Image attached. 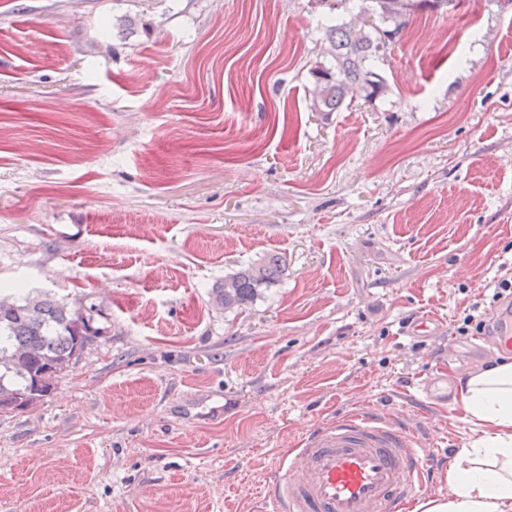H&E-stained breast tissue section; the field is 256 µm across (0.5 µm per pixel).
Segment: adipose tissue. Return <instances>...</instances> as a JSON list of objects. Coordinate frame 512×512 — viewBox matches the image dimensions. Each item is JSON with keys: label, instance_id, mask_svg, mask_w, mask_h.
Listing matches in <instances>:
<instances>
[{"label": "adipose tissue", "instance_id": "adipose-tissue-1", "mask_svg": "<svg viewBox=\"0 0 512 512\" xmlns=\"http://www.w3.org/2000/svg\"><path fill=\"white\" fill-rule=\"evenodd\" d=\"M459 394L483 436L449 470L452 498L417 503L412 512H512V361L461 380Z\"/></svg>", "mask_w": 512, "mask_h": 512}]
</instances>
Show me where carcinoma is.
Returning <instances> with one entry per match:
<instances>
[{
	"mask_svg": "<svg viewBox=\"0 0 512 512\" xmlns=\"http://www.w3.org/2000/svg\"><path fill=\"white\" fill-rule=\"evenodd\" d=\"M359 14L378 22L370 27L358 17L327 24L324 60L310 68L307 87L313 112H339L354 98L373 102L388 94L386 78L375 62L386 57L392 42L407 28L418 11H448L458 0H361ZM286 269L283 257L273 254L224 277L213 289L215 301L226 307L252 300L258 289L277 282ZM97 334L91 318L46 295L16 298L0 296V397L25 407L23 397L49 393L53 381L77 361L91 337Z\"/></svg>",
	"mask_w": 512,
	"mask_h": 512,
	"instance_id": "carcinoma-1",
	"label": "carcinoma"
}]
</instances>
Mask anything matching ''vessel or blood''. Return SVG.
<instances>
[{"instance_id": "obj_1", "label": "vessel or blood", "mask_w": 512, "mask_h": 512, "mask_svg": "<svg viewBox=\"0 0 512 512\" xmlns=\"http://www.w3.org/2000/svg\"><path fill=\"white\" fill-rule=\"evenodd\" d=\"M491 327L481 344L512 351V312ZM434 463L402 420L366 405L312 429L266 498L272 512H405Z\"/></svg>"}]
</instances>
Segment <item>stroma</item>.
<instances>
[{"label":"stroma","instance_id":"35a3bbf8","mask_svg":"<svg viewBox=\"0 0 512 512\" xmlns=\"http://www.w3.org/2000/svg\"><path fill=\"white\" fill-rule=\"evenodd\" d=\"M320 0H0V284L99 333L0 411V512H260L377 404L456 456L466 314L512 268V0L415 14L375 103L309 109ZM268 254L253 302L213 289ZM440 324L412 334L420 316Z\"/></svg>","mask_w":512,"mask_h":512}]
</instances>
